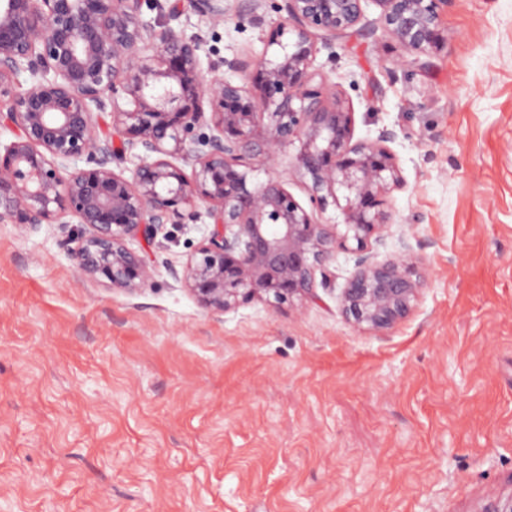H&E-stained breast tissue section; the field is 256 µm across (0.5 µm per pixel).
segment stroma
I'll return each instance as SVG.
<instances>
[{
  "mask_svg": "<svg viewBox=\"0 0 512 512\" xmlns=\"http://www.w3.org/2000/svg\"><path fill=\"white\" fill-rule=\"evenodd\" d=\"M185 7L199 56L261 53L280 15ZM313 68L355 135L395 131L405 180L377 258L426 279L378 332L317 300L205 309L173 276L207 236L147 250L137 290L79 276L64 230L0 222V512H486L512 500V0H447L444 40L379 27ZM194 9L205 16L214 25H223L227 9L224 8V0H191Z\"/></svg>",
  "mask_w": 512,
  "mask_h": 512,
  "instance_id": "1",
  "label": "stroma"
}]
</instances>
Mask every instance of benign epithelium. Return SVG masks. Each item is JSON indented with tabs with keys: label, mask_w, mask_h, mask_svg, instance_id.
Returning <instances> with one entry per match:
<instances>
[{
	"label": "benign epithelium",
	"mask_w": 512,
	"mask_h": 512,
	"mask_svg": "<svg viewBox=\"0 0 512 512\" xmlns=\"http://www.w3.org/2000/svg\"><path fill=\"white\" fill-rule=\"evenodd\" d=\"M369 1L401 44L424 52L438 43L446 0H283L261 54L204 69L199 43L175 26L184 0L156 24L143 15L157 0H0V126L14 134L0 144V221L79 224L62 240L78 274L134 290L152 268L128 241L150 247L167 225L205 217L209 234L179 279L218 312L317 300L316 275L331 282L344 253L354 268L342 313L390 329L422 287L408 246L372 256L390 226L389 194L404 184L394 134L354 138L353 113L312 71L315 37L355 30ZM191 3L224 23V0ZM226 68L240 79H225ZM24 73L37 84L21 92ZM107 109L110 137L97 121ZM291 147L293 174L309 181L306 205L278 176L253 181ZM128 152L138 164L127 176L112 162ZM80 158L87 167L71 168Z\"/></svg>",
	"instance_id": "7a95c632"
}]
</instances>
